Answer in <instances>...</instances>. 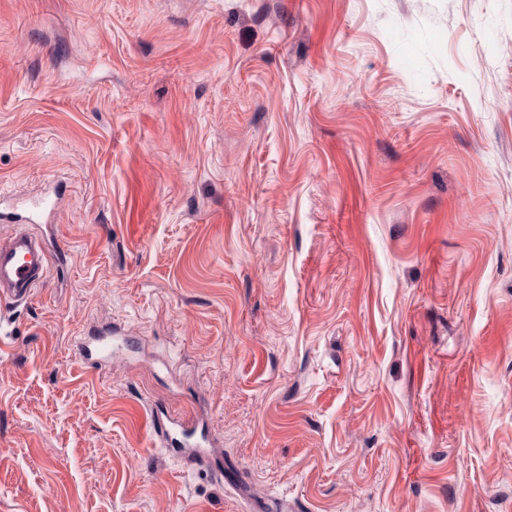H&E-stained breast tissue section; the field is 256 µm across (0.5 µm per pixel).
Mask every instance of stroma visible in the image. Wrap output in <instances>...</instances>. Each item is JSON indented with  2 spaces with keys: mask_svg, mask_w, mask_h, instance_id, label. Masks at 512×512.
Segmentation results:
<instances>
[{
  "mask_svg": "<svg viewBox=\"0 0 512 512\" xmlns=\"http://www.w3.org/2000/svg\"><path fill=\"white\" fill-rule=\"evenodd\" d=\"M53 190L0 512H512V0H0V194ZM119 350L115 345L104 338L95 339L92 342L82 343L79 348V357L87 369L99 370L112 360V354ZM177 428L172 435L170 432L171 449L193 461L207 459L205 447L209 444L205 432L204 422L190 421L176 424ZM191 446L193 448H182Z\"/></svg>",
  "mask_w": 512,
  "mask_h": 512,
  "instance_id": "stroma-1",
  "label": "stroma"
}]
</instances>
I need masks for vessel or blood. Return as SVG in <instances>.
Returning <instances> with one entry per match:
<instances>
[{
	"label": "vessel or blood",
	"mask_w": 512,
	"mask_h": 512,
	"mask_svg": "<svg viewBox=\"0 0 512 512\" xmlns=\"http://www.w3.org/2000/svg\"><path fill=\"white\" fill-rule=\"evenodd\" d=\"M61 199L44 192L23 200L18 211H0L1 223L24 222V229L15 231L7 239L0 240V302L13 304L28 298L34 288L44 282L52 260L51 251L43 235L30 232L29 227L42 220L61 206ZM118 350L117 345L98 338L81 344L79 356L86 368L99 370L106 366ZM208 443L205 426L200 421L178 423L170 437L174 452L182 453L193 461L207 457Z\"/></svg>",
	"instance_id": "obj_1"
}]
</instances>
